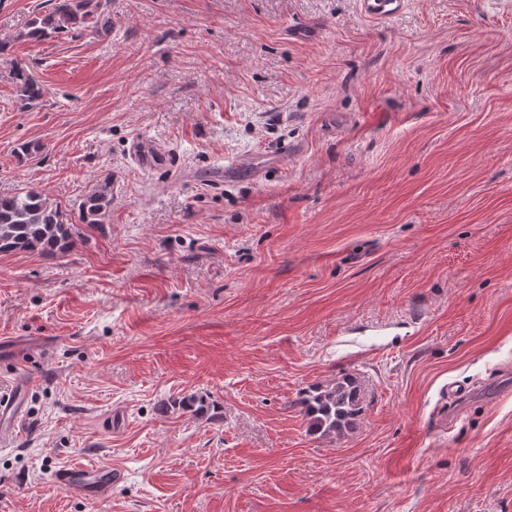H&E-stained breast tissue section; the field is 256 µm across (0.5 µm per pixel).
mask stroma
<instances>
[{
  "label": "stroma",
  "instance_id": "stroma-1",
  "mask_svg": "<svg viewBox=\"0 0 512 512\" xmlns=\"http://www.w3.org/2000/svg\"><path fill=\"white\" fill-rule=\"evenodd\" d=\"M38 2L0 0V193L121 179L70 252L0 253V338L36 342L0 359V512H512V393L448 412L512 372V0H109L18 39ZM346 374L360 416L310 433L299 391ZM75 463L125 480L55 489ZM361 11L375 18H387L399 13L406 6V0H359ZM9 78L14 86L20 108L43 97L45 90L37 75L28 66L16 63L9 70ZM135 161L145 168L175 167L177 162L168 151H164L149 140H136L132 147ZM27 387L28 383L24 381L10 395L2 397L0 394V435L9 437L16 433L21 420V402ZM122 479V471L109 465H68L54 470L52 485L61 491L107 499L112 495V486Z\"/></svg>",
  "mask_w": 512,
  "mask_h": 512
}]
</instances>
